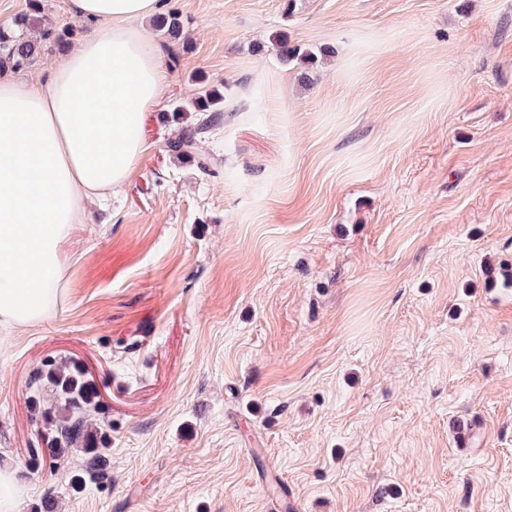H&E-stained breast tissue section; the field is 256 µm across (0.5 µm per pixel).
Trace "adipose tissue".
<instances>
[{
  "mask_svg": "<svg viewBox=\"0 0 512 512\" xmlns=\"http://www.w3.org/2000/svg\"><path fill=\"white\" fill-rule=\"evenodd\" d=\"M158 0H71L101 31L47 77H0V326L51 318L61 294V245L82 204L122 186L149 149L144 123L167 74L146 27Z\"/></svg>",
  "mask_w": 512,
  "mask_h": 512,
  "instance_id": "obj_1",
  "label": "adipose tissue"
}]
</instances>
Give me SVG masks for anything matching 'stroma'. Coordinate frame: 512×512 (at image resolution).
I'll use <instances>...</instances> for the list:
<instances>
[{"instance_id": "stroma-1", "label": "stroma", "mask_w": 512, "mask_h": 512, "mask_svg": "<svg viewBox=\"0 0 512 512\" xmlns=\"http://www.w3.org/2000/svg\"><path fill=\"white\" fill-rule=\"evenodd\" d=\"M160 8L190 48L147 153L73 225L57 313L0 328L18 512H512V0ZM279 34L315 59L255 52ZM204 81L210 175L169 148ZM66 359L96 471L30 405Z\"/></svg>"}]
</instances>
